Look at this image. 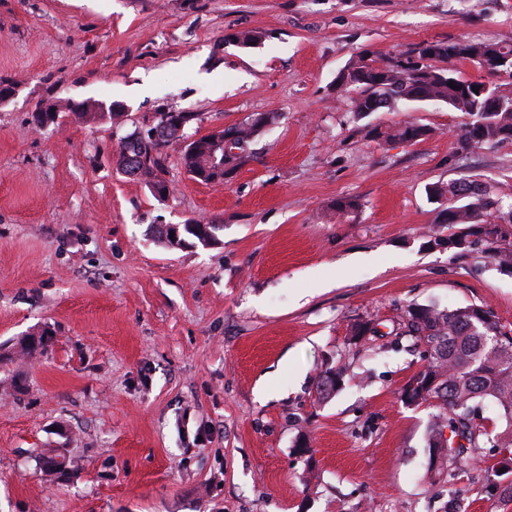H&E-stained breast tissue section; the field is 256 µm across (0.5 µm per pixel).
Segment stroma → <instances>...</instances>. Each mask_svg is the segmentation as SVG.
I'll use <instances>...</instances> for the list:
<instances>
[{"mask_svg": "<svg viewBox=\"0 0 512 512\" xmlns=\"http://www.w3.org/2000/svg\"><path fill=\"white\" fill-rule=\"evenodd\" d=\"M458 40L512 43V0H0V512H512L427 475L430 411L396 398L421 347L349 339L413 302L487 303L512 329V275L425 238L449 234L433 183L512 203V141L459 150L464 115L434 102L357 120L336 85L360 55ZM51 95L125 114L36 128ZM165 112L199 136L273 120L221 183L166 147L158 198L116 149ZM399 121L435 134H367ZM341 197L359 210L337 220ZM196 219L215 242L157 237ZM32 334L45 353L19 359ZM328 358L351 378L320 402ZM60 452L74 469L47 484ZM434 130L420 124L404 123L392 126L372 127L369 134L380 141H400L402 143L414 144L432 136Z\"/></svg>", "mask_w": 512, "mask_h": 512, "instance_id": "35a3bbf8", "label": "stroma"}]
</instances>
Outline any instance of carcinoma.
I'll list each match as a JSON object with an SVG mask.
<instances>
[{"instance_id": "1", "label": "carcinoma", "mask_w": 512, "mask_h": 512, "mask_svg": "<svg viewBox=\"0 0 512 512\" xmlns=\"http://www.w3.org/2000/svg\"><path fill=\"white\" fill-rule=\"evenodd\" d=\"M470 60L479 68L484 63L503 60L512 64V45L472 41L423 43L408 56L374 58L364 54L348 64L338 84L346 98L347 111L357 120L382 109L392 110L400 103L414 101L441 102L463 113L462 146H493L512 141V90L475 81L461 75L455 62ZM455 87H450V84ZM479 91H474V88ZM46 111L33 113L38 128L54 124L63 112H99L121 116L120 104L104 108L88 103L49 98ZM172 113L165 112L157 125L142 134L126 133L118 141V166L121 171L147 186L159 184L169 189L163 178V149L185 139L175 126L164 124ZM272 116L259 114L248 121L230 125L217 134H232L237 148L251 143L270 122ZM434 130L420 124L404 123L372 127L369 134L380 141L414 144L432 136ZM199 137L185 145L183 166L187 173L204 183H214L210 173L211 156L208 139ZM427 195L436 203L448 204L441 211L442 223L454 229L444 238L434 230L425 234L429 246L448 245L460 254L477 251L498 271L512 273V209L504 213L490 192L475 181L462 178L436 182L428 186ZM222 224L191 221L183 225L178 238L166 239L172 247L186 246L195 239L203 245L216 240ZM351 340L360 342L381 335L378 324L363 319L351 326ZM396 335L408 336L424 345L429 356L398 390L397 398L406 405H425L435 410L426 430L427 471L444 479L456 480L473 472H493L486 476L484 492L512 499V484L502 487L494 476L498 469L485 467L487 457L499 458L498 465L512 469V334L502 329L494 309L483 303L458 308H440L434 304H411L405 310ZM44 338L31 335L20 344L18 353L33 357L43 353ZM344 370L327 367L318 376L316 396L324 401L343 385ZM491 407L504 429L489 428L482 410ZM70 462L55 454L45 459L43 470L61 477Z\"/></svg>"}]
</instances>
